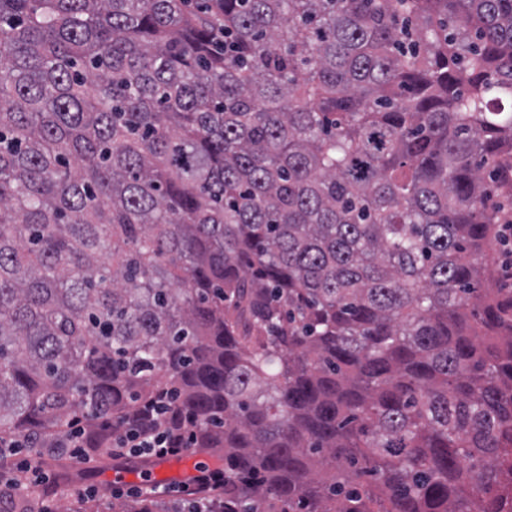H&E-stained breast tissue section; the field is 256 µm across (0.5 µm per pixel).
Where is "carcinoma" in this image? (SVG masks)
I'll list each match as a JSON object with an SVG mask.
<instances>
[{"mask_svg":"<svg viewBox=\"0 0 512 512\" xmlns=\"http://www.w3.org/2000/svg\"><path fill=\"white\" fill-rule=\"evenodd\" d=\"M511 171L512 0H0V441L169 388L223 512H512ZM502 224L499 226V233L503 239H512V206L505 208L502 206ZM499 237L493 253L490 266L485 274L481 288H511L510 284L505 285L499 276V267L503 262L511 260V241L505 246L504 241ZM501 276L505 281L512 282V261L511 263H503L501 266ZM512 289V288H511Z\"/></svg>","mask_w":512,"mask_h":512,"instance_id":"1","label":"carcinoma"}]
</instances>
